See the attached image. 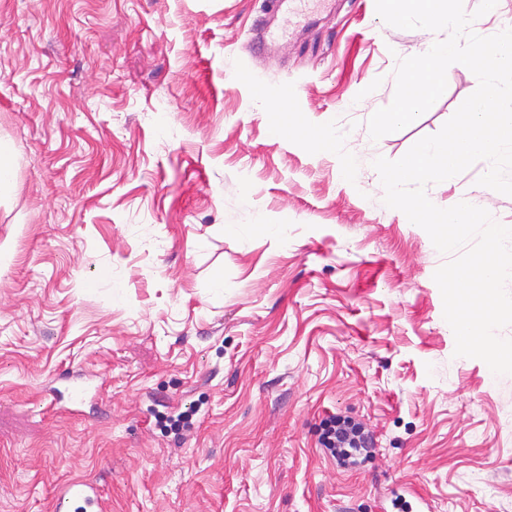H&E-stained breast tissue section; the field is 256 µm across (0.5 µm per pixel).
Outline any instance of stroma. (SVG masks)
Returning a JSON list of instances; mask_svg holds the SVG:
<instances>
[{
  "label": "stroma",
  "mask_w": 512,
  "mask_h": 512,
  "mask_svg": "<svg viewBox=\"0 0 512 512\" xmlns=\"http://www.w3.org/2000/svg\"><path fill=\"white\" fill-rule=\"evenodd\" d=\"M260 10L0 0V512H51L75 480L104 512H512V374L455 356L433 279L448 257L372 166L477 80L452 64L375 141L398 59L444 32L325 0L258 60ZM488 168L427 195L512 224ZM71 373L103 386L88 418L50 403ZM332 416L368 426L370 458L323 448Z\"/></svg>",
  "instance_id": "35a3bbf8"
}]
</instances>
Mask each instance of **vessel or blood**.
Masks as SVG:
<instances>
[{
	"label": "vessel or blood",
	"mask_w": 512,
	"mask_h": 512,
	"mask_svg": "<svg viewBox=\"0 0 512 512\" xmlns=\"http://www.w3.org/2000/svg\"><path fill=\"white\" fill-rule=\"evenodd\" d=\"M321 0H262V9L253 25L250 49L262 55L288 41L290 29L299 27L307 13L317 9ZM84 504L92 512L103 507L99 489L91 482L65 484L53 499V512H73L76 504Z\"/></svg>",
	"instance_id": "vessel-or-blood-1"
}]
</instances>
